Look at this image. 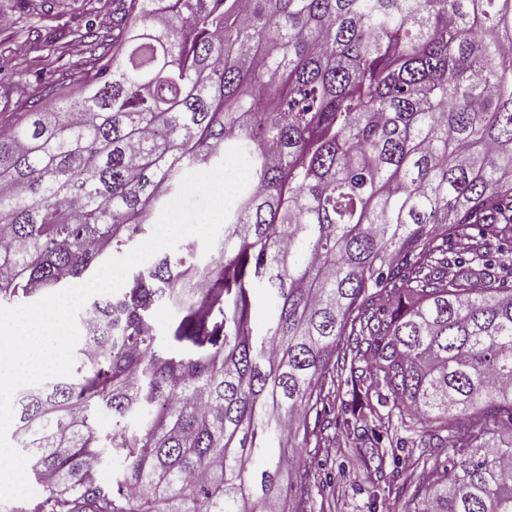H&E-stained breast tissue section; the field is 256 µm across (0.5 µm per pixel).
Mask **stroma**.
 <instances>
[{
    "mask_svg": "<svg viewBox=\"0 0 512 512\" xmlns=\"http://www.w3.org/2000/svg\"><path fill=\"white\" fill-rule=\"evenodd\" d=\"M112 10V0H0V114L9 115L16 103L37 96L39 72L60 64L81 68L88 55L85 44L72 42L59 63L49 38L89 21L111 27ZM395 454L397 463L369 473L359 467L340 429L323 430L319 447L309 448L305 457L309 497L300 512H400L395 491L416 480L427 451L405 433Z\"/></svg>",
    "mask_w": 512,
    "mask_h": 512,
    "instance_id": "1",
    "label": "stroma"
}]
</instances>
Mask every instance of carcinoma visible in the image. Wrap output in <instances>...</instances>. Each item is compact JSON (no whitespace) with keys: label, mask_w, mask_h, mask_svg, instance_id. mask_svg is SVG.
I'll return each instance as SVG.
<instances>
[{"label":"carcinoma","mask_w":512,"mask_h":512,"mask_svg":"<svg viewBox=\"0 0 512 512\" xmlns=\"http://www.w3.org/2000/svg\"><path fill=\"white\" fill-rule=\"evenodd\" d=\"M116 2L75 32L80 95L48 78L54 107L0 124V301L136 244L187 168L240 147L250 184L216 258L131 272L86 308L75 376L21 395L41 493L13 512H279L341 381L365 463L434 440L404 512H512V0Z\"/></svg>","instance_id":"1"}]
</instances>
